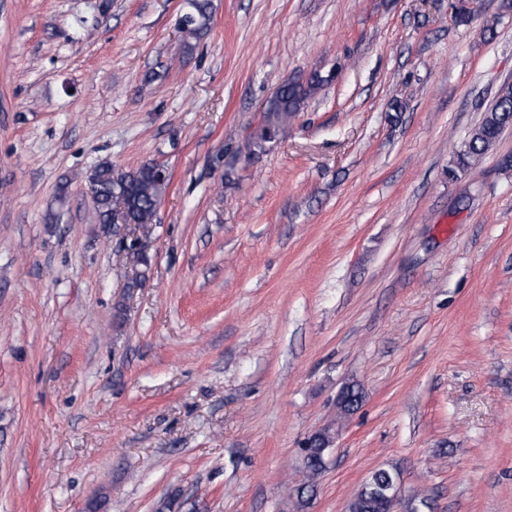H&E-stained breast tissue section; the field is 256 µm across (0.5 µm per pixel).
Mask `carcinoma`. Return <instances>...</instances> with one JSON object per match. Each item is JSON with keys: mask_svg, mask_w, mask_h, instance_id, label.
Wrapping results in <instances>:
<instances>
[{"mask_svg": "<svg viewBox=\"0 0 512 512\" xmlns=\"http://www.w3.org/2000/svg\"><path fill=\"white\" fill-rule=\"evenodd\" d=\"M187 5L189 10L179 20V32L185 50L190 51L194 48V42L209 30L213 15L211 0H187ZM329 81L330 77L315 72L305 83L287 82L279 86L264 111L262 134L248 140L246 154L254 155L272 147V134L285 138L296 113ZM509 128H512V84L506 83L499 89L480 124L462 143L456 161L448 167V180H458L459 173L477 164ZM89 178L94 182V209L99 223H111L113 202L127 195L131 200L136 226L144 234H152L153 220L169 186L168 181L144 165L126 171L115 168L109 162L96 165ZM330 434L332 431L325 429L323 433L314 435L313 445L305 449L302 456L305 482L297 489L302 502L306 494L315 490L316 481L325 468L327 436ZM392 477L393 472L387 469L373 471L350 500L348 512H382L386 486Z\"/></svg>", "mask_w": 512, "mask_h": 512, "instance_id": "carcinoma-1", "label": "carcinoma"}]
</instances>
